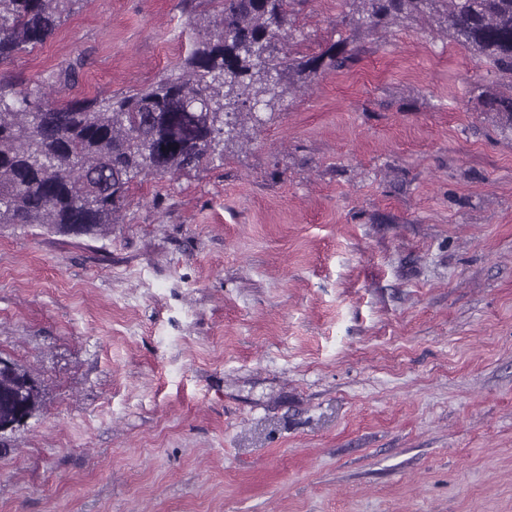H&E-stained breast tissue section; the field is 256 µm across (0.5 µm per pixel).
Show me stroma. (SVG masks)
Segmentation results:
<instances>
[{
    "label": "stroma",
    "instance_id": "obj_1",
    "mask_svg": "<svg viewBox=\"0 0 512 512\" xmlns=\"http://www.w3.org/2000/svg\"><path fill=\"white\" fill-rule=\"evenodd\" d=\"M213 0H81L0 75L147 89ZM300 0L276 55L348 66L135 182L95 237L0 226V357L43 405L0 512H512V80L435 18ZM74 68V84L48 81Z\"/></svg>",
    "mask_w": 512,
    "mask_h": 512
}]
</instances>
